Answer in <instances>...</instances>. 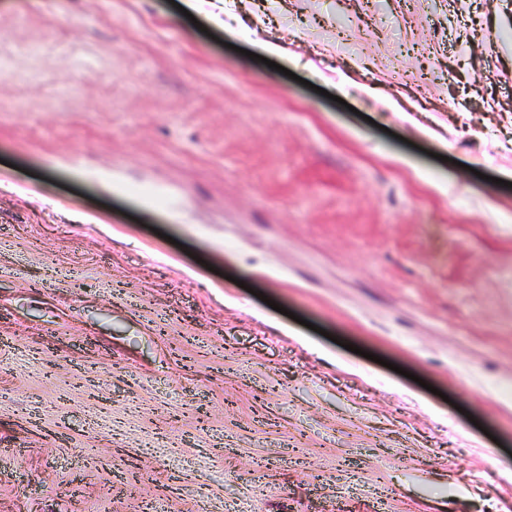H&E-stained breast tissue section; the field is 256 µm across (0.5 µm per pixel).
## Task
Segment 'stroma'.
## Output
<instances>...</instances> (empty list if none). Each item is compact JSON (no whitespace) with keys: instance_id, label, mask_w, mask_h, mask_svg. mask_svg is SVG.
Wrapping results in <instances>:
<instances>
[{"instance_id":"35a3bbf8","label":"stroma","mask_w":512,"mask_h":512,"mask_svg":"<svg viewBox=\"0 0 512 512\" xmlns=\"http://www.w3.org/2000/svg\"><path fill=\"white\" fill-rule=\"evenodd\" d=\"M227 9L0 0V512H512V0Z\"/></svg>"}]
</instances>
